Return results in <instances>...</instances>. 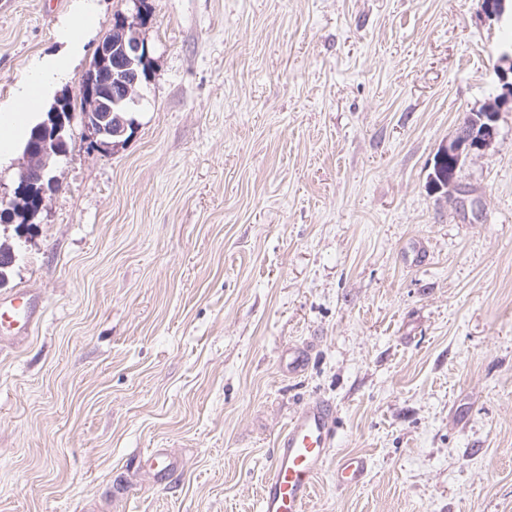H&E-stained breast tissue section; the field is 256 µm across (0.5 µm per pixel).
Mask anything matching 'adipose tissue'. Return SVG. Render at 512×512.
Returning <instances> with one entry per match:
<instances>
[{
  "mask_svg": "<svg viewBox=\"0 0 512 512\" xmlns=\"http://www.w3.org/2000/svg\"><path fill=\"white\" fill-rule=\"evenodd\" d=\"M67 70L62 60L37 66L30 79L17 85L11 104L0 109V165L11 161L26 128L35 120L33 101L37 91L60 81Z\"/></svg>",
  "mask_w": 512,
  "mask_h": 512,
  "instance_id": "adipose-tissue-1",
  "label": "adipose tissue"
}]
</instances>
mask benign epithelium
Segmentation results:
<instances>
[{"label":"benign epithelium","mask_w":512,"mask_h":512,"mask_svg":"<svg viewBox=\"0 0 512 512\" xmlns=\"http://www.w3.org/2000/svg\"><path fill=\"white\" fill-rule=\"evenodd\" d=\"M135 13L132 17L119 18L112 33L99 45V56L113 60L118 77L112 88L103 92L95 84L93 72H88L83 85L86 90L83 122L87 130L103 148L116 146V139L123 136L127 126L112 129V107H126L136 104L140 98V69L147 64L146 49L141 37L145 25V12L140 0H134ZM512 9V0H488L485 13L502 19ZM500 61L508 67L498 68L501 92L496 94L480 116L470 114L459 125L453 139L440 149L439 157H450L461 163L476 151H484L499 135L500 112L512 104V52L503 53ZM65 121L56 117L45 121L36 132L32 142L25 148L21 162L20 181L10 192L0 190V222L12 224L15 220V206L22 201L25 187L32 177H43L45 160L65 155L69 150L66 141Z\"/></svg>","instance_id":"1"}]
</instances>
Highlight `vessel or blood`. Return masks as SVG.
<instances>
[{"label": "vessel or blood", "mask_w": 512, "mask_h": 512, "mask_svg": "<svg viewBox=\"0 0 512 512\" xmlns=\"http://www.w3.org/2000/svg\"><path fill=\"white\" fill-rule=\"evenodd\" d=\"M335 438L330 401L317 399L301 406L276 438L272 472L258 495L259 512H305ZM369 468L364 456L342 457L336 463L334 481L340 488L360 485Z\"/></svg>", "instance_id": "vessel-or-blood-1"}]
</instances>
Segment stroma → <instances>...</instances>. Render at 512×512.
<instances>
[{
  "instance_id": "obj_1",
  "label": "stroma",
  "mask_w": 512,
  "mask_h": 512,
  "mask_svg": "<svg viewBox=\"0 0 512 512\" xmlns=\"http://www.w3.org/2000/svg\"><path fill=\"white\" fill-rule=\"evenodd\" d=\"M73 4L0 0V104L66 54L43 106H74L46 212L0 225V512H257L317 398L306 512H512V110L464 194L429 182L512 26L482 0H146L152 78L103 151L79 89L135 6L93 0L74 51ZM349 454L371 471L339 489ZM332 403L306 402L276 438L271 475L263 482L259 512H304L335 443Z\"/></svg>"
}]
</instances>
